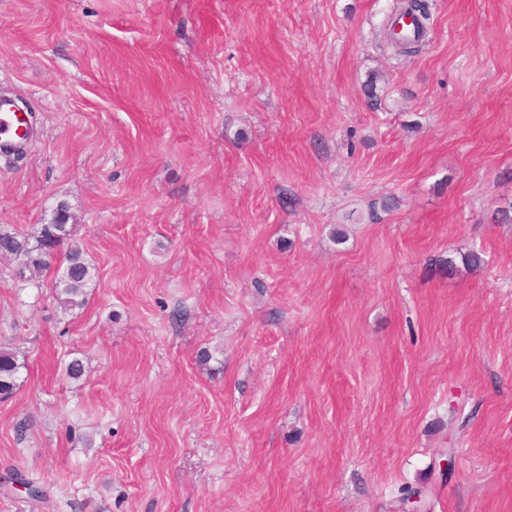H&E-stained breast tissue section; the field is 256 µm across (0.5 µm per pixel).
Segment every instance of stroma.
Returning <instances> with one entry per match:
<instances>
[{"label": "stroma", "mask_w": 512, "mask_h": 512, "mask_svg": "<svg viewBox=\"0 0 512 512\" xmlns=\"http://www.w3.org/2000/svg\"><path fill=\"white\" fill-rule=\"evenodd\" d=\"M397 2L0 0V512H512V0ZM30 118L28 112H18L11 100L0 97V156L29 145L33 130ZM69 215L60 212L54 224L42 226L36 245L28 247L26 242L19 241L15 236L0 233V252L4 251L18 258H26L23 266H32L37 270H48L57 254L64 248L69 236ZM36 252V253H35ZM35 253V254H34ZM65 267L55 282L57 299L64 308L82 307L87 302V291L93 274L90 265L83 258L81 250L67 244L64 256ZM24 367L25 364L18 362L14 351L0 348V395L8 397L13 393Z\"/></svg>", "instance_id": "obj_1"}]
</instances>
